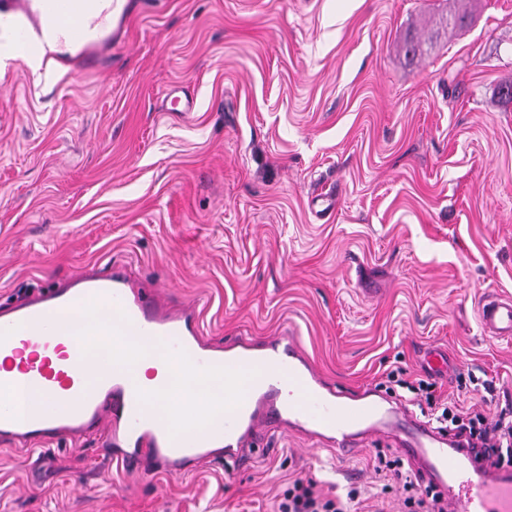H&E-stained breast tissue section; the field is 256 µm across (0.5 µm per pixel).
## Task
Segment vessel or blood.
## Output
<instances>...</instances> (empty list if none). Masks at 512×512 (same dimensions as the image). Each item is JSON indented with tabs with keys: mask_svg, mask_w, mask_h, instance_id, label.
<instances>
[{
	"mask_svg": "<svg viewBox=\"0 0 512 512\" xmlns=\"http://www.w3.org/2000/svg\"><path fill=\"white\" fill-rule=\"evenodd\" d=\"M12 18L11 35L27 56L40 55L49 37L81 47V61L98 62L102 40L90 30L107 12L123 17L128 0H1ZM82 303L119 311L140 335L184 352L194 366L253 371L242 402L225 411L214 429L171 434L148 410L122 369L101 373L89 364L81 341L56 329L57 319ZM480 321L494 337L512 335V301L489 298ZM0 382L41 389L45 411L0 406V437L34 447L53 435L77 436L102 426L104 446L131 473L185 476L196 462L221 458L244 464L246 447L278 430L299 433L331 447L338 456L357 451L370 437H392L425 483L441 492L455 512H512V468L499 467L462 440L441 433L392 397L371 388L339 390L316 371L297 337L239 336L214 347L201 336L196 315L163 313L155 297L122 273L83 277L71 286L28 300L0 314Z\"/></svg>",
	"mask_w": 512,
	"mask_h": 512,
	"instance_id": "vessel-or-blood-1",
	"label": "vessel or blood"
}]
</instances>
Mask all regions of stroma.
I'll return each mask as SVG.
<instances>
[{
  "label": "stroma",
  "instance_id": "stroma-1",
  "mask_svg": "<svg viewBox=\"0 0 512 512\" xmlns=\"http://www.w3.org/2000/svg\"><path fill=\"white\" fill-rule=\"evenodd\" d=\"M118 29L97 71L0 74V311L120 270L212 345L297 336L341 390L437 348L439 393L512 394V339L478 314L512 298V0H149ZM101 444L0 440V512H277L299 478L401 510L385 437L341 458L278 434L180 478Z\"/></svg>",
  "mask_w": 512,
  "mask_h": 512
}]
</instances>
